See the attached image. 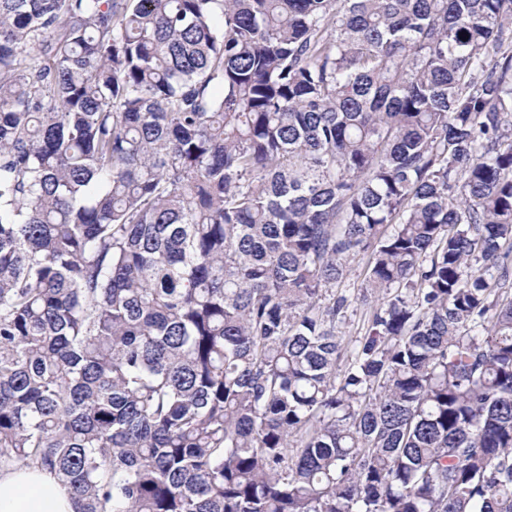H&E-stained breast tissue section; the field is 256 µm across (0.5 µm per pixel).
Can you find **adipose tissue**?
Returning <instances> with one entry per match:
<instances>
[{
	"label": "adipose tissue",
	"instance_id": "obj_1",
	"mask_svg": "<svg viewBox=\"0 0 512 512\" xmlns=\"http://www.w3.org/2000/svg\"><path fill=\"white\" fill-rule=\"evenodd\" d=\"M0 512H76L68 489L36 467L0 470Z\"/></svg>",
	"mask_w": 512,
	"mask_h": 512
}]
</instances>
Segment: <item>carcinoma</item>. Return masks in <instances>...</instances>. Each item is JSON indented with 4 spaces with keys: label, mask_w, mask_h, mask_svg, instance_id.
I'll return each mask as SVG.
<instances>
[{
    "label": "carcinoma",
    "mask_w": 512,
    "mask_h": 512,
    "mask_svg": "<svg viewBox=\"0 0 512 512\" xmlns=\"http://www.w3.org/2000/svg\"><path fill=\"white\" fill-rule=\"evenodd\" d=\"M511 112L512 0H0V469L512 512ZM365 260L357 259L355 262L351 264V274L348 280H346L344 286L342 288H355L352 289L354 293V299L345 313L346 318L344 319V324L342 331L344 333L343 336L345 339V345L348 350H351L356 344V340L359 336L363 334V323L364 319L370 313V305L362 302L359 297V289L361 280L363 278V269H364Z\"/></svg>",
    "instance_id": "obj_1"
}]
</instances>
